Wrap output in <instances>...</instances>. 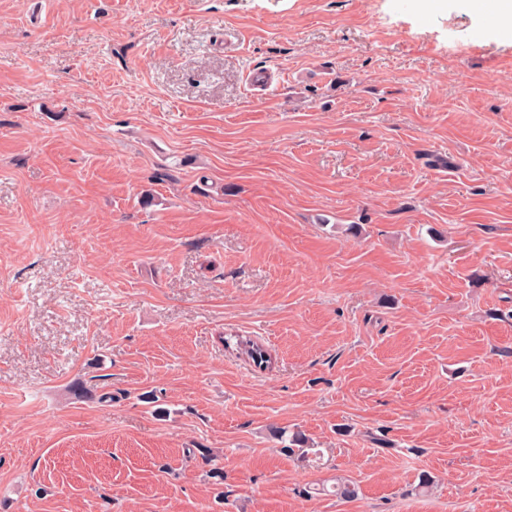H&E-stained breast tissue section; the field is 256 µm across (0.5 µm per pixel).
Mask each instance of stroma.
Returning a JSON list of instances; mask_svg holds the SVG:
<instances>
[{"mask_svg": "<svg viewBox=\"0 0 512 512\" xmlns=\"http://www.w3.org/2000/svg\"><path fill=\"white\" fill-rule=\"evenodd\" d=\"M0 512H512L495 13L0 0Z\"/></svg>", "mask_w": 512, "mask_h": 512, "instance_id": "obj_1", "label": "stroma"}]
</instances>
